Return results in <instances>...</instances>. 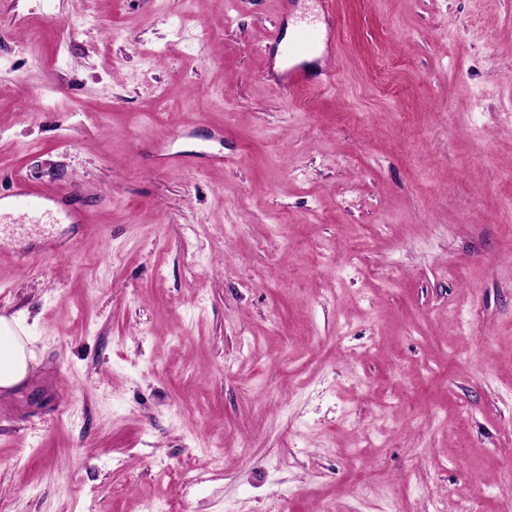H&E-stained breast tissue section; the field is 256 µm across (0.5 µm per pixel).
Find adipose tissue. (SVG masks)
<instances>
[{
	"instance_id": "adipose-tissue-1",
	"label": "adipose tissue",
	"mask_w": 512,
	"mask_h": 512,
	"mask_svg": "<svg viewBox=\"0 0 512 512\" xmlns=\"http://www.w3.org/2000/svg\"><path fill=\"white\" fill-rule=\"evenodd\" d=\"M34 343L20 320L0 315V390L15 388L37 366Z\"/></svg>"
}]
</instances>
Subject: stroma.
Listing matches in <instances>:
<instances>
[{
	"instance_id": "obj_1",
	"label": "stroma",
	"mask_w": 512,
	"mask_h": 512,
	"mask_svg": "<svg viewBox=\"0 0 512 512\" xmlns=\"http://www.w3.org/2000/svg\"><path fill=\"white\" fill-rule=\"evenodd\" d=\"M307 11L334 81L285 91L259 49ZM18 176L88 225L26 269L0 242L39 357L0 390V512L512 496V0H0ZM201 159L205 160V163L213 166L223 165L226 161L224 156L222 157L214 155L200 157L182 153H169L165 155L163 163L164 168H166L168 171H180L191 166H199Z\"/></svg>"
}]
</instances>
